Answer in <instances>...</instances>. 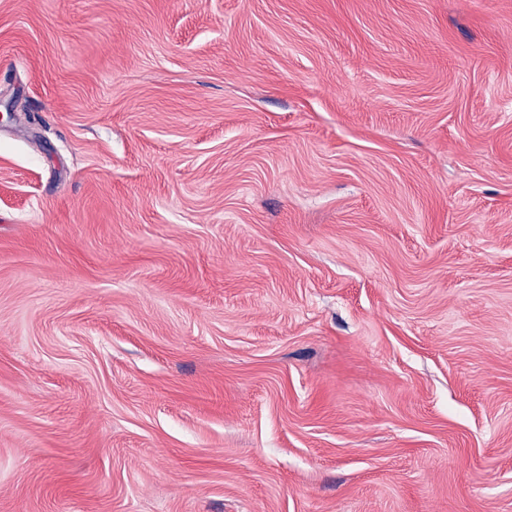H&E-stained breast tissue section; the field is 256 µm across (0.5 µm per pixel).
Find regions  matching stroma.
I'll return each mask as SVG.
<instances>
[{"mask_svg":"<svg viewBox=\"0 0 512 512\" xmlns=\"http://www.w3.org/2000/svg\"><path fill=\"white\" fill-rule=\"evenodd\" d=\"M0 512H512V0H0Z\"/></svg>","mask_w":512,"mask_h":512,"instance_id":"1","label":"stroma"}]
</instances>
